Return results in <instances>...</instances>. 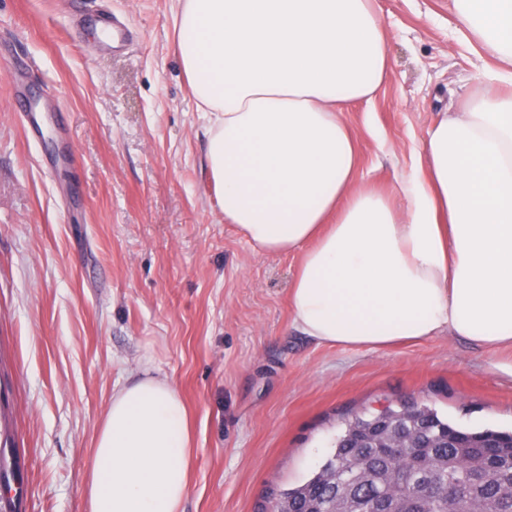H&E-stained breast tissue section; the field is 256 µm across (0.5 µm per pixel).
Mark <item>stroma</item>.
I'll use <instances>...</instances> for the list:
<instances>
[{
    "mask_svg": "<svg viewBox=\"0 0 512 512\" xmlns=\"http://www.w3.org/2000/svg\"><path fill=\"white\" fill-rule=\"evenodd\" d=\"M389 76L348 106L365 184L391 191L443 112L498 66L460 37L450 0H375ZM133 31L112 50L100 7ZM177 0H0V427L18 512H86L84 484L116 389L169 383L191 421L183 512H271L345 419L418 403L512 430V348L456 336L373 349L292 326L297 254L259 252L224 221L207 116L176 54ZM33 58L29 78L10 61ZM43 133L29 142L19 96Z\"/></svg>",
    "mask_w": 512,
    "mask_h": 512,
    "instance_id": "1",
    "label": "stroma"
}]
</instances>
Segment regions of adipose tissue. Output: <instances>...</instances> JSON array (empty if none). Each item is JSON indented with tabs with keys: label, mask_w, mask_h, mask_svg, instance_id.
I'll return each mask as SVG.
<instances>
[{
	"label": "adipose tissue",
	"mask_w": 512,
	"mask_h": 512,
	"mask_svg": "<svg viewBox=\"0 0 512 512\" xmlns=\"http://www.w3.org/2000/svg\"><path fill=\"white\" fill-rule=\"evenodd\" d=\"M176 52L210 114L206 167L225 223L300 257L295 328L375 349L442 334L512 347V0H451L503 68L427 131L392 194L361 184L346 105L385 82L374 0H180ZM186 408L147 377L112 395L86 485L89 512H181Z\"/></svg>",
	"instance_id": "obj_1"
}]
</instances>
